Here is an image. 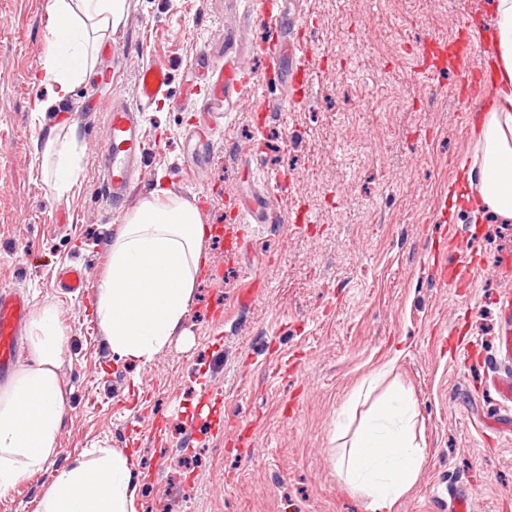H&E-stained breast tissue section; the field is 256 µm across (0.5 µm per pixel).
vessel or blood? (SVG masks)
Instances as JSON below:
<instances>
[{"label": "vessel or blood", "instance_id": "vessel-or-blood-1", "mask_svg": "<svg viewBox=\"0 0 512 512\" xmlns=\"http://www.w3.org/2000/svg\"><path fill=\"white\" fill-rule=\"evenodd\" d=\"M281 37L277 43L279 57L288 61V85L292 100H299L306 93V68L298 54L300 43L293 35L296 19L286 11L276 15ZM494 53V45L489 31L469 28L468 34L459 45L452 64L457 67L462 78H469L473 68L484 64ZM193 65L206 64L211 68V79L201 99L202 108L213 112L224 109V94L228 86L238 85L243 71L225 73L222 63L213 61L207 47H200L192 59ZM169 71L160 64L140 67L136 71L134 99L113 101L109 111L108 134L98 147L100 173L106 201L113 209L125 207L131 199L134 176L148 149L143 128V114L150 111L164 97L169 84ZM227 205L232 216L231 224L211 225V236L223 238L225 250L236 254L242 236L238 231L242 224H261L267 219L263 202L244 204L231 197ZM471 249H461L458 260L444 263L440 278L443 287L451 292H459L469 280L474 264ZM62 282L69 293L85 294L89 281L82 267L69 265L60 271ZM30 312L27 294L15 287L0 289V382L11 375L17 360Z\"/></svg>", "mask_w": 512, "mask_h": 512}]
</instances>
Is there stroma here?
I'll return each instance as SVG.
<instances>
[{
    "mask_svg": "<svg viewBox=\"0 0 512 512\" xmlns=\"http://www.w3.org/2000/svg\"><path fill=\"white\" fill-rule=\"evenodd\" d=\"M49 4L0 0V287L21 288L32 309H58L67 413L56 466L88 448L126 451L144 476L139 512H365L336 470V416L361 420L396 387L415 403L425 462L395 512H448L454 486L471 493L474 512H512V413L492 386L512 375L499 346L512 320L496 302L512 271L491 263L512 250V222H474L471 202L449 196L458 157L473 153L461 114L477 104L459 96L457 69L421 53L427 39L452 41L467 12L492 18L491 0H294L307 57L299 103L266 50L263 0H128L93 74L59 111L40 113ZM203 44L254 81L230 92L214 157L183 181L191 115L181 106L208 81L189 67ZM149 61L171 80L145 115L151 147L135 198L161 188L191 201L204 224L225 225L227 196H261L271 221L246 230L232 259L222 239L205 237L209 271L182 334L139 365L113 358L93 295L66 293L56 273L76 264L95 285L105 271L127 213L107 206L95 149L110 103L131 97ZM260 97L286 102L284 115L260 119ZM72 128L84 154L60 196L38 147ZM267 172L288 174L286 188L267 192ZM297 211L311 223H292ZM452 235L483 259L464 301L437 271ZM254 276L265 286L239 306ZM50 480L45 471L0 492V512H37Z\"/></svg>",
    "mask_w": 512,
    "mask_h": 512,
    "instance_id": "35a3bbf8",
    "label": "stroma"
}]
</instances>
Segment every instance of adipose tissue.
Here are the masks:
<instances>
[{"label":"adipose tissue","instance_id":"ef3b65f1","mask_svg":"<svg viewBox=\"0 0 512 512\" xmlns=\"http://www.w3.org/2000/svg\"><path fill=\"white\" fill-rule=\"evenodd\" d=\"M495 15L492 92L478 110L475 160L465 174L474 221L491 215L512 221V0H491ZM128 17L127 0H52L42 81L49 87L35 111L59 109L89 75L101 46ZM83 149L75 135L48 134L57 194L70 192ZM207 228L197 207L172 195H149L127 215L112 239L96 287L94 315L117 360L148 364L180 331L202 263ZM32 361L0 391V491L48 469L56 457L66 403L59 377L65 340L58 310L48 303L29 327ZM413 402L391 392L359 427L349 413L336 419L335 440L347 441L338 474L364 500L366 512H394L419 479L425 460L413 433ZM38 512H138L142 478L116 448H90L53 471Z\"/></svg>","mask_w":512,"mask_h":512}]
</instances>
